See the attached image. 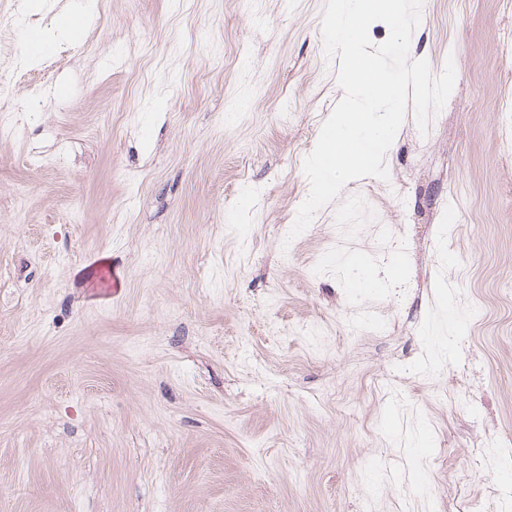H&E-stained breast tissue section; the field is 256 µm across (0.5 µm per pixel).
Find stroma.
Listing matches in <instances>:
<instances>
[{"instance_id": "obj_1", "label": "stroma", "mask_w": 512, "mask_h": 512, "mask_svg": "<svg viewBox=\"0 0 512 512\" xmlns=\"http://www.w3.org/2000/svg\"><path fill=\"white\" fill-rule=\"evenodd\" d=\"M35 3L0 0V512H512V0H423L451 96L293 239L324 0ZM77 25L68 13H61L55 24L41 30H36L40 41L52 48L61 41H73L76 38Z\"/></svg>"}]
</instances>
